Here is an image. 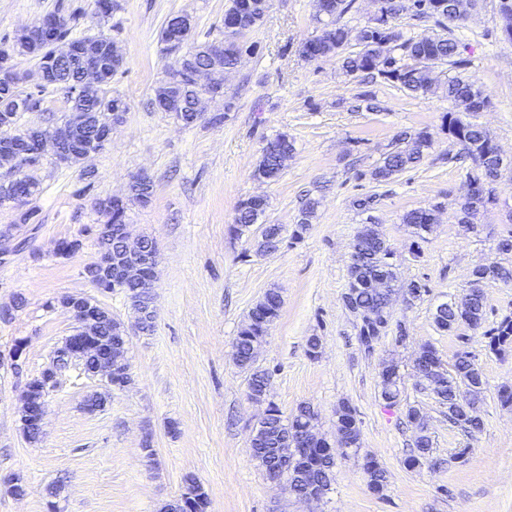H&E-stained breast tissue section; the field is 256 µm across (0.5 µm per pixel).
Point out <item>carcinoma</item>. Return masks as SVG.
<instances>
[{
    "label": "carcinoma",
    "instance_id": "1",
    "mask_svg": "<svg viewBox=\"0 0 512 512\" xmlns=\"http://www.w3.org/2000/svg\"><path fill=\"white\" fill-rule=\"evenodd\" d=\"M454 0H434L429 11H414L412 17L418 20H434L435 24L444 30L441 35L432 37H404L395 24V19L403 11L396 0H380L381 11L386 14L384 23L368 21L356 31L355 49L346 50L350 43V31L332 21L324 27L322 34L301 43L299 55L308 61L320 57L334 58L342 72L352 78L379 77L390 85L412 95H425L431 91L432 81L428 71L419 65L421 60L434 59L448 65L456 75L448 78L446 93L452 109L444 116L448 138L462 146L463 158L472 162L467 175L476 172L484 176L497 178L500 176V160L495 150V144L486 130L478 123L467 121L465 117L473 116L482 109L490 106L491 100L483 85L463 77L469 65V60L462 57L459 44L453 37V27L464 22L465 17L451 13ZM211 42L192 41L189 52L190 61L182 69L175 68V62H170L167 69V79L155 88L154 96H159L163 88L184 103L182 111H191L193 100L199 93L195 73L203 72L210 66L208 55ZM55 71L54 90H68L78 79L79 63L73 60H61L53 65ZM19 73L13 68L0 70V104L5 100L16 98ZM67 111L84 112L98 110L101 116L112 112L126 114L128 106L119 95L104 92L96 96H82L78 100L67 101ZM431 147V139L424 131L415 134L402 133L395 142V148L388 152L381 161L370 171V178L377 183H386L399 174L417 167ZM294 141L288 135L280 134L267 143L263 149L261 160L253 175L269 182L279 178L280 154L294 151ZM154 185L151 182L137 183L128 191L124 199H115L102 213L109 214L108 223H125L128 205L145 207L152 201ZM497 202L493 191L484 196H475L461 204L459 223L466 231L474 229L472 218L480 209L490 203ZM318 201L307 199L301 209L293 230L294 236L305 233L315 217ZM267 200L256 196L240 201L237 207L235 224L240 227H250L258 223L265 214ZM440 207L432 205L407 212L403 223L412 226L419 237H424L434 231L436 217ZM268 242L264 249L278 251L283 242V229L277 224L266 226ZM375 257L352 263L349 266V281L346 293L360 305L378 308L382 305L380 289L374 287L377 279L382 278L389 284L398 280L395 263L388 258L392 254L390 246L382 237L372 245ZM499 280L504 283L512 282V268L502 265H479L471 271L468 292L458 304H443L437 308L434 322L437 330L452 332L461 325H466L474 331H483L487 338V347L491 351H499L503 346L512 343V318L503 319L497 326L483 330L485 323V302L482 284L489 280ZM282 297L276 290H269L253 307L236 336L234 347L238 365L250 371L249 390L261 393L262 384L268 372L254 368V350L266 336L268 325L273 322L281 309ZM418 365L429 371L432 377L430 389L439 403L448 408V422L460 428L466 435L472 437L484 428L479 403L484 389L483 373L475 362V357L468 351L456 354L452 363V374L445 375L442 371L432 369L440 362L436 350L425 345L416 355ZM401 375L396 367H391L389 380L380 383L381 398L389 405L395 404L400 398ZM336 411L350 422L352 428L347 432V448L357 450L361 443L360 428L357 424L356 411L347 402L337 405ZM311 406L301 404L287 418L280 410L272 408V414L257 430L250 444L252 457L266 472L279 470L286 477L288 487L294 491L300 489L295 470L283 468L279 451L285 441L294 443L299 448L300 429L310 417ZM406 419L417 431L415 451L407 464L410 467L426 459L432 449V440L427 434V426L420 410L410 406L406 411ZM367 478V486L373 491H379L386 486L383 466L374 457H365L362 464ZM184 493L201 499L202 509L206 512L209 505L208 495L202 485L194 478L185 480Z\"/></svg>",
    "mask_w": 512,
    "mask_h": 512
}]
</instances>
